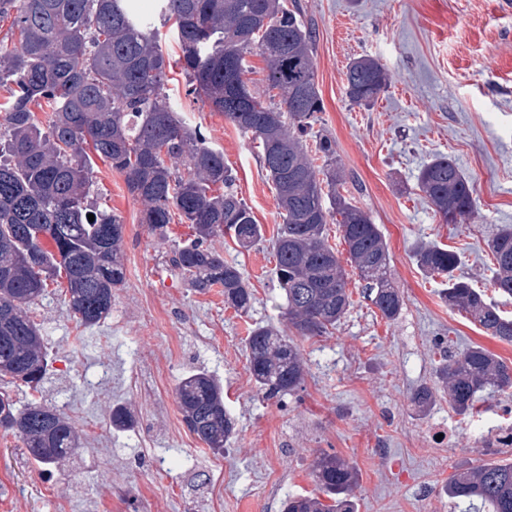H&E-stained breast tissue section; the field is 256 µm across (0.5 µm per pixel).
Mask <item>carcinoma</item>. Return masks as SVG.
<instances>
[{
    "mask_svg": "<svg viewBox=\"0 0 512 512\" xmlns=\"http://www.w3.org/2000/svg\"><path fill=\"white\" fill-rule=\"evenodd\" d=\"M9 15L11 38L0 39V90L6 93L0 103V377L35 387L47 374L44 339L29 316L47 280H63L67 305L86 327L112 313L116 291L125 285L124 222L88 203V147L124 175L150 235L168 240L175 214L188 225L189 238L175 251L185 283L199 292L217 286L225 304L249 314L254 294L248 280L210 242L229 236L248 249L264 238L263 226L233 190L224 153L209 147L167 101L170 63L150 16L130 0H0V18ZM161 18L175 31L190 92L257 144L275 185L282 224L273 242L274 271L288 331L256 324L244 348L257 395L280 402L305 380L295 337L330 333L351 305L348 273L328 242L326 224H339L365 297L395 321L404 301L391 281L388 244L370 215L340 191L345 178L333 141L319 140L324 168L316 169L308 154L321 97L315 30L298 9L284 0H163ZM255 50L267 61L265 83L275 95L265 98L246 81V56ZM390 80L376 60L359 58L347 69L346 95L369 106ZM302 88L307 94L298 103ZM42 100L52 108L45 122L33 111ZM417 187L443 223L450 213L458 224L472 218L474 185L448 157L426 163ZM486 245L496 260L491 287L512 297V228L498 229ZM413 257L426 276L441 279L448 306L470 315L487 335L512 343V317L454 275L453 252L420 241ZM435 373L434 386L422 385L411 396L422 412L446 395L456 414L472 415L481 395L512 388V366L479 345L442 355ZM177 397L189 432L212 454H224L237 420L224 405L220 380L205 370L189 374L178 382ZM0 428L20 439L43 471L83 447L81 432L51 402L18 407L1 393ZM311 476L317 493L288 495L281 512H355L354 463L318 451ZM444 490L491 512H512V461L461 469Z\"/></svg>",
    "mask_w": 512,
    "mask_h": 512,
    "instance_id": "1",
    "label": "carcinoma"
}]
</instances>
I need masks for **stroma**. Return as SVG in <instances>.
<instances>
[{"label": "stroma", "instance_id": "obj_1", "mask_svg": "<svg viewBox=\"0 0 512 512\" xmlns=\"http://www.w3.org/2000/svg\"><path fill=\"white\" fill-rule=\"evenodd\" d=\"M316 30L314 66L322 110L314 129L335 143L345 175L343 193L366 211L386 237L390 274L403 296L393 322L349 276L351 306L331 334L299 339L305 381L282 402L257 398L244 340L255 324L285 327L283 292L273 274L272 239L281 219L275 191L252 141L189 92L168 27L161 46L172 65L166 94L190 127L223 152L234 191L262 224L265 237L251 250L231 238L215 247L239 265L255 302L249 315L224 303L220 289L200 293L173 265L187 233L172 223L160 242L139 222L142 205L122 175L106 163L94 168L90 198L125 224L111 328L81 325L60 285H49L29 315L51 360L40 391L0 381V391L23 404L55 401L68 419L85 413L100 433L84 435L79 455L62 468L40 470L21 440L0 429V512H280L290 493H309L312 452L323 449L353 461L360 473L357 512H477L455 503L441 487L463 467L512 459V447L489 448L494 427L512 426V389L486 397V412L456 415L439 399L428 415L411 403L421 385L435 382L440 350L480 345L512 364V344L487 336L470 317L448 307L439 286L414 258L419 241L448 246L459 258L456 276L493 295L494 258L487 238L512 226V0H297ZM377 59L391 76L371 106L345 94L347 65ZM452 158L474 184L475 217L441 223L416 187L421 167ZM218 376L238 421L222 468L189 433L176 398L179 379L196 370ZM169 416L152 420L155 404ZM129 408L130 430L112 427L114 405ZM446 425L451 440L433 437ZM112 452L104 468L96 457Z\"/></svg>", "mask_w": 512, "mask_h": 512}]
</instances>
